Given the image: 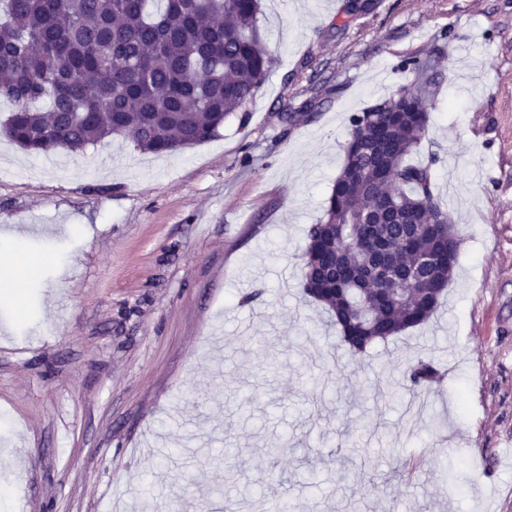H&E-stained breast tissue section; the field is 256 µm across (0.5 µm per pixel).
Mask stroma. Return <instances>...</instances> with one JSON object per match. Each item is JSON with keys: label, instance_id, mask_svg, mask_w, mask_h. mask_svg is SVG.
I'll return each mask as SVG.
<instances>
[{"label": "stroma", "instance_id": "35a3bbf8", "mask_svg": "<svg viewBox=\"0 0 512 512\" xmlns=\"http://www.w3.org/2000/svg\"><path fill=\"white\" fill-rule=\"evenodd\" d=\"M373 3L345 28L343 0H262L267 80L178 153L0 133V235L67 261L26 282L22 331L0 304V512H512V0ZM413 55L442 76L408 161L458 261L428 322L354 353L303 292L305 233Z\"/></svg>", "mask_w": 512, "mask_h": 512}]
</instances>
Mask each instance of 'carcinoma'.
<instances>
[{"mask_svg": "<svg viewBox=\"0 0 512 512\" xmlns=\"http://www.w3.org/2000/svg\"><path fill=\"white\" fill-rule=\"evenodd\" d=\"M371 9L344 0V25ZM259 11L260 0H0L5 132L36 155L126 134L152 153L205 143L268 77ZM409 65L412 87L351 117L344 165L306 233L304 293L356 352L427 322L456 263L430 169L406 163L428 130L439 61ZM436 375L409 370L415 387Z\"/></svg>", "mask_w": 512, "mask_h": 512, "instance_id": "cac0c4a2", "label": "carcinoma"}]
</instances>
